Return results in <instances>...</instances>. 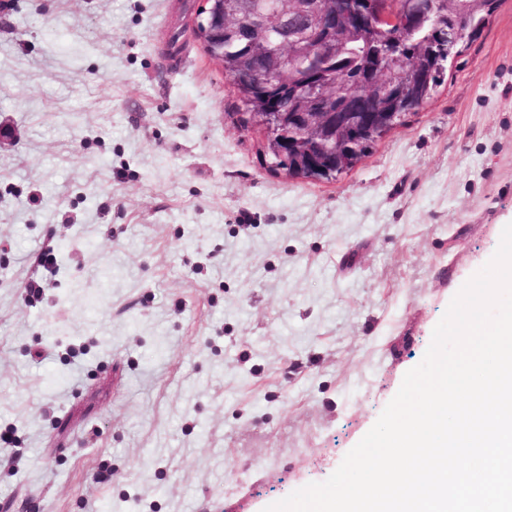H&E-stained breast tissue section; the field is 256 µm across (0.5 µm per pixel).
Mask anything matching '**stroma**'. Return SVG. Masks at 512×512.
I'll list each match as a JSON object with an SVG mask.
<instances>
[{"label":"stroma","instance_id":"35a3bbf8","mask_svg":"<svg viewBox=\"0 0 512 512\" xmlns=\"http://www.w3.org/2000/svg\"><path fill=\"white\" fill-rule=\"evenodd\" d=\"M196 7L0 0V512L325 481L512 223V0L329 181L270 167Z\"/></svg>","mask_w":512,"mask_h":512}]
</instances>
